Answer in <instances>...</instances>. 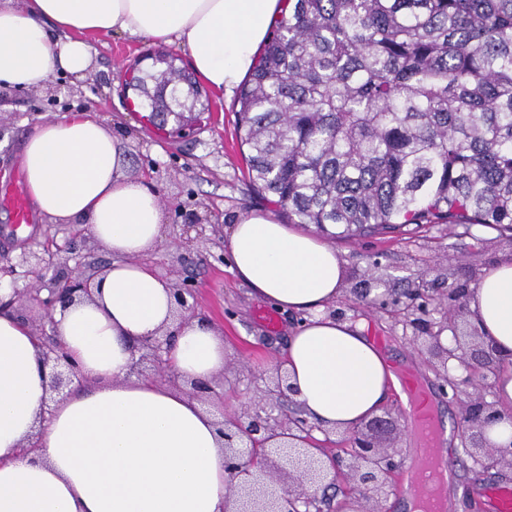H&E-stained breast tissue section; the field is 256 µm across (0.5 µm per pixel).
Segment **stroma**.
<instances>
[{
	"label": "stroma",
	"mask_w": 512,
	"mask_h": 512,
	"mask_svg": "<svg viewBox=\"0 0 512 512\" xmlns=\"http://www.w3.org/2000/svg\"><path fill=\"white\" fill-rule=\"evenodd\" d=\"M93 73L84 80L52 76L48 86L36 91L0 90V183L21 169L22 145L33 127L73 112H89L103 120L127 144L131 176L145 179L160 195L167 217L162 243L146 261L169 283L191 276L196 294L189 298L198 316L224 331L229 351L224 377V406L234 409L262 387L272 363L285 349L301 315L278 313L276 328L262 319L265 302L254 299L238 280L224 257V237L230 224L250 212L285 213L251 188L236 133V93L211 89L196 80L200 107L195 120L183 130H156L150 126L138 97L126 83L127 68L158 52V45L120 33L97 36ZM200 226H193V219ZM70 228L34 215L30 224H14L11 213L0 207V267L27 261L44 281L73 268L76 262L111 261V253L94 239L82 243L78 258L66 251ZM334 248L343 261L342 289L330 314L351 321L363 320L369 333L385 337L382 347L392 365L416 367L423 381L437 393L436 415L452 428L462 422L461 399L439 377L426 352L413 342L416 331L407 316H393L395 301L405 289L416 287L417 275L428 270L429 279L447 293L451 288H471L482 269L512 257V233L477 226L464 233L458 226L409 224L383 234L342 238ZM56 254L53 267L40 258ZM373 281L384 305L374 308L357 293ZM449 462L457 474L454 512H485L478 489L488 483L512 484V470H480L461 445H450Z\"/></svg>",
	"instance_id": "stroma-1"
}]
</instances>
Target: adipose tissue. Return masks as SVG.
<instances>
[{
  "label": "adipose tissue",
  "instance_id": "1",
  "mask_svg": "<svg viewBox=\"0 0 512 512\" xmlns=\"http://www.w3.org/2000/svg\"><path fill=\"white\" fill-rule=\"evenodd\" d=\"M280 0H0V88L40 90L62 72L90 76L92 36L120 31L188 51L211 88L232 92L256 66ZM128 149L86 114L35 125L23 150L27 193L58 224L84 225L111 251L94 300L57 307L51 330L82 381L49 404L51 365L12 311L0 309V512H224L233 480L213 410L182 390L210 381L227 360L223 331L192 318L174 326L169 282L145 263L165 234L154 189L126 174ZM251 295L304 316L283 365L311 422L349 431L379 411L398 383L362 324L331 316L343 264L314 235L253 212L224 240ZM468 314L502 363L488 430L512 441V258L484 269ZM175 327L164 359L175 383L129 377L138 341ZM39 447L27 450L29 439Z\"/></svg>",
  "mask_w": 512,
  "mask_h": 512
}]
</instances>
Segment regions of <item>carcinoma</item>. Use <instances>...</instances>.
<instances>
[{"mask_svg":"<svg viewBox=\"0 0 512 512\" xmlns=\"http://www.w3.org/2000/svg\"><path fill=\"white\" fill-rule=\"evenodd\" d=\"M237 97L248 178L337 237L403 224L512 229V0H286ZM143 109L196 96L168 61Z\"/></svg>","mask_w":512,"mask_h":512,"instance_id":"cac0c4a2","label":"carcinoma"}]
</instances>
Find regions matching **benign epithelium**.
I'll return each mask as SVG.
<instances>
[{"label":"benign epithelium","instance_id":"obj_1","mask_svg":"<svg viewBox=\"0 0 512 512\" xmlns=\"http://www.w3.org/2000/svg\"><path fill=\"white\" fill-rule=\"evenodd\" d=\"M101 271L98 266H88L62 273L53 280L45 298L41 297L43 288L36 279L27 289L28 300L39 304L49 318L58 304L91 298ZM193 288V284L185 281L173 289L174 318L179 322L194 317L187 304V295ZM464 293L463 288H450L446 294L448 303H438L430 309L426 303L415 304V300L425 296V291L416 289L408 294L410 303L406 304V311L421 332L415 340L422 341L436 360L434 369L438 374L448 377L449 362H458L461 375L453 377V381L456 387L468 389L466 396L470 400L462 417V443L473 462L481 467H512V441L499 445L487 436L488 428L502 419L501 411L483 395L488 380L496 374L500 358L483 341L471 345L459 335L458 322L466 316ZM432 312L440 315L441 320H430ZM172 338L167 333L141 341L136 346L139 358L131 369L148 364L153 379L176 382L163 360ZM41 345L44 359L53 363L52 393L60 395L69 388L72 379L79 378L77 365L55 337L43 336ZM294 393L287 375L278 366L262 396L224 413L219 432L224 436L225 469L235 476L225 499V512H312L323 501L319 490L340 484L363 502V512H382V500L391 491L398 469L397 448L376 442L379 430L389 421L375 417L362 422L349 431V447L333 452L317 445L313 437L316 426L302 414H273Z\"/></svg>","mask_w":512,"mask_h":512}]
</instances>
